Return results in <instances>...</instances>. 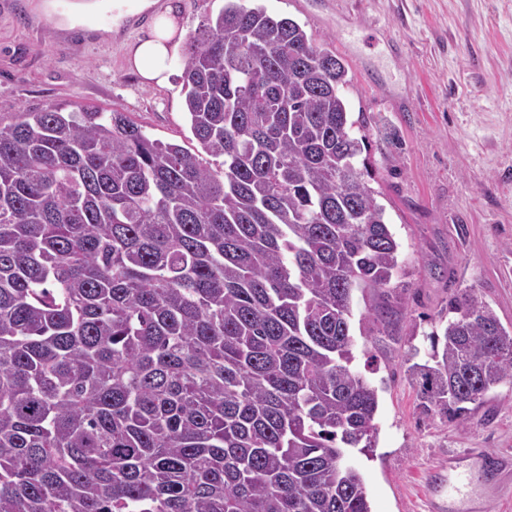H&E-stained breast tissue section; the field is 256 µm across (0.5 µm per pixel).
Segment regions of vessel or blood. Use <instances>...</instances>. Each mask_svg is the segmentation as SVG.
I'll return each mask as SVG.
<instances>
[{
	"instance_id": "vessel-or-blood-1",
	"label": "vessel or blood",
	"mask_w": 512,
	"mask_h": 512,
	"mask_svg": "<svg viewBox=\"0 0 512 512\" xmlns=\"http://www.w3.org/2000/svg\"><path fill=\"white\" fill-rule=\"evenodd\" d=\"M512 489V462L474 448L448 459V512H497Z\"/></svg>"
}]
</instances>
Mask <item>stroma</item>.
<instances>
[{"label": "stroma", "instance_id": "35a3bbf8", "mask_svg": "<svg viewBox=\"0 0 512 512\" xmlns=\"http://www.w3.org/2000/svg\"><path fill=\"white\" fill-rule=\"evenodd\" d=\"M297 21L347 65L351 120L401 245L404 306L379 338L353 293L359 369L378 389L374 448L352 450L372 512H437L449 453L483 448L512 459V385L493 389L467 420L423 414L408 368L448 321L459 289L512 331V0H244ZM155 18L140 0L113 13L101 0H0V121L59 106L128 113L153 138L198 143L184 109L181 62L162 86L142 85L127 47Z\"/></svg>", "mask_w": 512, "mask_h": 512}]
</instances>
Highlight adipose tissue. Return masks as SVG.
I'll return each instance as SVG.
<instances>
[{"mask_svg":"<svg viewBox=\"0 0 512 512\" xmlns=\"http://www.w3.org/2000/svg\"><path fill=\"white\" fill-rule=\"evenodd\" d=\"M181 7L182 0H166L149 32L128 48L129 66L143 84L163 85L171 77V54L186 36Z\"/></svg>","mask_w":512,"mask_h":512,"instance_id":"1","label":"adipose tissue"}]
</instances>
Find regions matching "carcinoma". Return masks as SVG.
Wrapping results in <instances>:
<instances>
[{"label": "carcinoma", "mask_w": 512, "mask_h": 512, "mask_svg": "<svg viewBox=\"0 0 512 512\" xmlns=\"http://www.w3.org/2000/svg\"><path fill=\"white\" fill-rule=\"evenodd\" d=\"M181 79L196 151L95 107L0 123V512H372L353 292L388 329L402 266L348 69L227 0ZM448 313L408 372L464 421L512 331L470 289Z\"/></svg>", "instance_id": "obj_1"}]
</instances>
